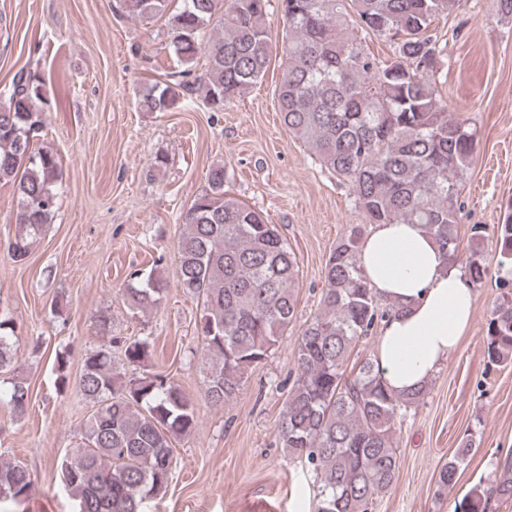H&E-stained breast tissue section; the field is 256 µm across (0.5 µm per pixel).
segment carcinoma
I'll return each mask as SVG.
<instances>
[{
  "label": "carcinoma",
  "instance_id": "carcinoma-1",
  "mask_svg": "<svg viewBox=\"0 0 512 512\" xmlns=\"http://www.w3.org/2000/svg\"><path fill=\"white\" fill-rule=\"evenodd\" d=\"M269 0H118L131 18L166 17L174 53L185 69L178 80L147 87L137 105L169 112L199 55L207 104L220 110L245 95L265 75L272 52ZM455 0H280L286 22L285 59L275 102L288 132L320 166L351 186L355 207L368 224H424L440 249L462 264L472 284L489 274L482 246L485 227H470V252H458L460 183L476 147V132L441 106L434 77L444 48L431 26ZM209 41L201 33L213 22ZM389 44L382 57L367 38ZM41 79L21 70L0 105V180L17 182L19 230L8 249L25 260L56 205L60 164L36 146L44 124ZM224 166L212 167L208 189L181 214L176 255L180 287L198 299L205 395L214 406L234 401L254 367L275 350L296 319L297 256L265 215L224 190ZM363 229L340 236L324 266L320 307L296 339V379L277 426L281 447L314 480V512H373L393 486L399 465L395 430L428 388L393 394L374 358L347 370L357 344L370 338L395 310L382 304L357 261ZM496 281L501 289L486 331L487 370L512 364V205L496 225ZM166 287L155 271L134 269L119 295L132 314L159 308ZM15 326L0 317V372L13 374L8 393L24 414L29 386L12 353ZM118 347L122 363L112 360ZM150 343L111 337L86 354L77 382L94 411L81 448L57 464L76 512H144L147 501L167 493L173 440L196 427L193 401L157 373L126 375L148 366ZM473 448L461 441L437 472L436 494L452 488ZM34 490L28 468L0 461V502L20 505ZM512 499V463L493 484L473 486L459 512H489L490 501Z\"/></svg>",
  "mask_w": 512,
  "mask_h": 512
}]
</instances>
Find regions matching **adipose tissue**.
Instances as JSON below:
<instances>
[{
  "instance_id": "1",
  "label": "adipose tissue",
  "mask_w": 512,
  "mask_h": 512,
  "mask_svg": "<svg viewBox=\"0 0 512 512\" xmlns=\"http://www.w3.org/2000/svg\"><path fill=\"white\" fill-rule=\"evenodd\" d=\"M358 261L369 283L397 312L385 319L375 358L388 388L425 386L453 354L473 316L474 291L422 224H377Z\"/></svg>"
}]
</instances>
